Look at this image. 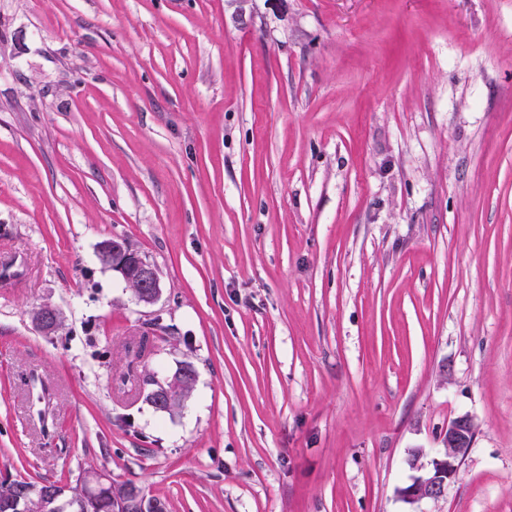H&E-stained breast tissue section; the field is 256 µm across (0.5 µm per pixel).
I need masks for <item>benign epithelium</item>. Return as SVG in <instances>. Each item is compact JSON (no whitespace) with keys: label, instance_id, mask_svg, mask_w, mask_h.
I'll use <instances>...</instances> for the list:
<instances>
[{"label":"benign epithelium","instance_id":"benign-epithelium-1","mask_svg":"<svg viewBox=\"0 0 512 512\" xmlns=\"http://www.w3.org/2000/svg\"><path fill=\"white\" fill-rule=\"evenodd\" d=\"M101 263L120 274L128 285H137L135 298L143 304L154 303L161 292L157 269L144 258L131 252L117 238L102 241L98 247ZM34 320L38 328L46 334L56 332L60 323V312L43 306L35 312ZM196 373L172 374L159 383L157 388H148L155 408L166 411L181 400L185 388L194 385ZM476 433L474 422L467 416H459L448 422L446 429L439 435L442 450L427 463L416 467V474L409 482L396 489L397 497L410 507L409 512H417L415 507L428 500H438L445 496L448 485L455 479L459 468L472 448ZM85 481L60 494H48L38 487H30L20 495H12L6 503L13 512H25L29 498L39 496L45 499V512H91L93 501L84 490ZM135 504L137 512H160V505L143 494L134 491L124 493L116 500L119 512H127L130 504Z\"/></svg>","mask_w":512,"mask_h":512}]
</instances>
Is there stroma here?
I'll return each mask as SVG.
<instances>
[{
  "mask_svg": "<svg viewBox=\"0 0 512 512\" xmlns=\"http://www.w3.org/2000/svg\"><path fill=\"white\" fill-rule=\"evenodd\" d=\"M4 254L0 476L405 512L467 415L420 510L512 512V0H0ZM150 328L152 372H197L171 413L119 378ZM98 258L104 266L119 273L127 285H137L134 294L137 302L152 304L158 299L161 287L157 269L144 258L132 253L119 239L102 241L98 247ZM476 426L468 416H459L448 422L439 435L442 450L426 464L416 467V474L409 482L396 490L397 497L411 510L428 500H438L445 496L448 485L455 479L459 468L472 448Z\"/></svg>",
  "mask_w": 512,
  "mask_h": 512,
  "instance_id": "obj_1",
  "label": "stroma"
}]
</instances>
